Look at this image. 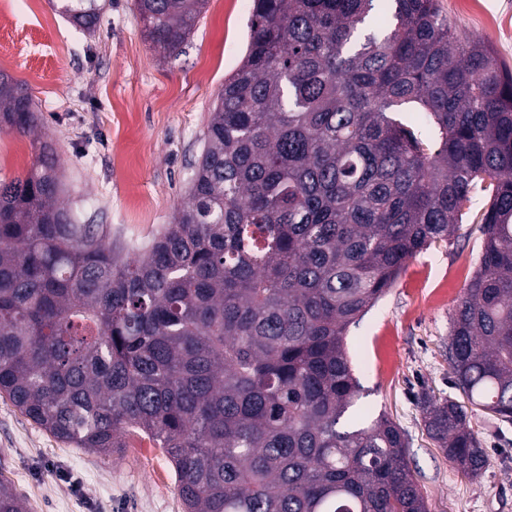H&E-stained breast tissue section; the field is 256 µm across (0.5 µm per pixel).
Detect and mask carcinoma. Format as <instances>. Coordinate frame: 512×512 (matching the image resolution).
<instances>
[{
    "instance_id": "1",
    "label": "carcinoma",
    "mask_w": 512,
    "mask_h": 512,
    "mask_svg": "<svg viewBox=\"0 0 512 512\" xmlns=\"http://www.w3.org/2000/svg\"><path fill=\"white\" fill-rule=\"evenodd\" d=\"M204 4L134 0L169 54ZM61 9L100 25V0ZM0 125L41 126L3 73ZM479 186V268L448 345L462 399H420L428 437L477 478L468 407L512 423V70L438 0H253L186 201L132 258L72 221L39 141L0 181V396L105 456L147 436L184 512H429L401 426L354 410L347 329L451 241ZM0 512H29L2 479Z\"/></svg>"
}]
</instances>
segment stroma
I'll return each instance as SVG.
<instances>
[{
	"instance_id": "obj_1",
	"label": "stroma",
	"mask_w": 512,
	"mask_h": 512,
	"mask_svg": "<svg viewBox=\"0 0 512 512\" xmlns=\"http://www.w3.org/2000/svg\"><path fill=\"white\" fill-rule=\"evenodd\" d=\"M57 0H0V71L25 82L54 141L64 190L80 223L108 224L123 254L141 253L182 203L213 102L241 63L251 11L206 0L179 55L146 38L133 0H105L88 36L62 18ZM472 37L512 67V0H439ZM32 136L0 129V179L25 175ZM478 225L411 259L396 285L347 342L361 393L357 407L386 412L408 436L407 454L430 512H512V423L474 411L489 454L478 479L459 475L427 437L421 393L457 396L446 351L450 321L479 265ZM123 456L65 444L0 397V478L31 512H184L163 449L130 435Z\"/></svg>"
}]
</instances>
